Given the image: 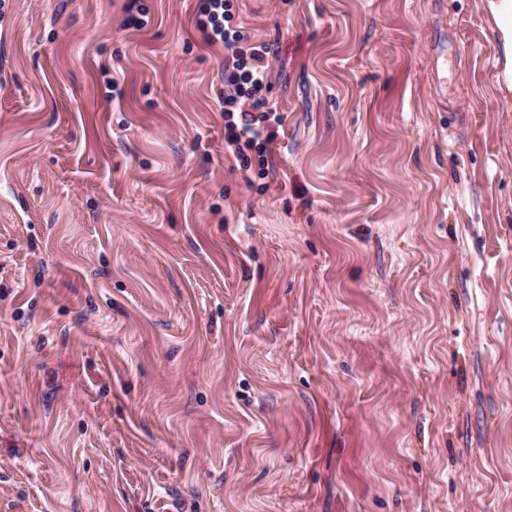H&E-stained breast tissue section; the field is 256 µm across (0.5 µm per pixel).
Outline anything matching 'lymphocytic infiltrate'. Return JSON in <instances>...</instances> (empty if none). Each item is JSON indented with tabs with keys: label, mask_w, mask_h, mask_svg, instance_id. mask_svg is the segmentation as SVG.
Segmentation results:
<instances>
[{
	"label": "lymphocytic infiltrate",
	"mask_w": 512,
	"mask_h": 512,
	"mask_svg": "<svg viewBox=\"0 0 512 512\" xmlns=\"http://www.w3.org/2000/svg\"><path fill=\"white\" fill-rule=\"evenodd\" d=\"M195 24L203 42L224 48V144L243 168L266 170L269 143L282 116L265 93L273 52L269 44L252 43L235 21L233 0H198Z\"/></svg>",
	"instance_id": "1"
}]
</instances>
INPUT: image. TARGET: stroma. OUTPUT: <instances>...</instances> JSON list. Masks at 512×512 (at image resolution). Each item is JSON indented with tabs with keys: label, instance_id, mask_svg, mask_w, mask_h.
<instances>
[{
	"label": "stroma",
	"instance_id": "stroma-1",
	"mask_svg": "<svg viewBox=\"0 0 512 512\" xmlns=\"http://www.w3.org/2000/svg\"><path fill=\"white\" fill-rule=\"evenodd\" d=\"M195 10L0 8V512H512L486 0H234L263 177ZM196 29L208 46H221L224 54V144L240 166L252 167L257 157L258 175L268 168V144L282 126V116L268 106L273 52L266 43H250L235 21L233 0H198Z\"/></svg>",
	"mask_w": 512,
	"mask_h": 512
}]
</instances>
